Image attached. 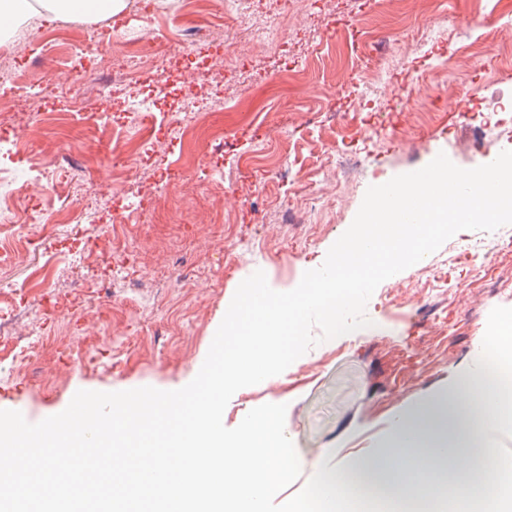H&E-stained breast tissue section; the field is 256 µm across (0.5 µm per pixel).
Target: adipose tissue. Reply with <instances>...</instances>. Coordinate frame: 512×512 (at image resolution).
<instances>
[{
  "mask_svg": "<svg viewBox=\"0 0 512 512\" xmlns=\"http://www.w3.org/2000/svg\"><path fill=\"white\" fill-rule=\"evenodd\" d=\"M126 0H0V38L42 8L54 19L93 23L123 16ZM474 367L462 370L447 388L398 413L393 432L373 458L320 468L307 496L288 512H512V461L487 448L490 432L512 428V396L500 370L512 366V311L498 315L474 351ZM479 457L483 478H459L450 493L439 481L455 473L456 461Z\"/></svg>",
  "mask_w": 512,
  "mask_h": 512,
  "instance_id": "adipose-tissue-1",
  "label": "adipose tissue"
}]
</instances>
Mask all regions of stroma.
I'll use <instances>...</instances> for the list:
<instances>
[{
    "instance_id": "stroma-1",
    "label": "stroma",
    "mask_w": 512,
    "mask_h": 512,
    "mask_svg": "<svg viewBox=\"0 0 512 512\" xmlns=\"http://www.w3.org/2000/svg\"><path fill=\"white\" fill-rule=\"evenodd\" d=\"M127 2L117 30L108 20L43 19L56 55L22 69L30 84L54 78L68 111L30 103L42 121L29 135L0 112V140L17 143L0 151V192L13 196L16 214L0 227V262L15 261L0 280V319L26 346L22 361L0 360V388L20 389L0 409L31 423L62 412L81 389L187 385L238 285L261 270L272 287H292L348 229L369 187L441 153L471 169L512 148V0H323L315 13L295 6L270 44L247 42L239 13L195 0L194 24L221 36L226 68L250 55L277 62L262 79L224 88L227 105L208 110L183 71L209 48L186 45L179 0H155L148 20L139 0ZM147 26L167 70L145 90L159 118L139 128L122 103L99 118L126 145L112 166L87 123L112 80L97 59ZM465 90L478 103H505L498 128L481 130L453 108ZM347 150L364 160L350 184L328 164ZM33 165L48 172L34 196L24 189ZM171 168L183 183L165 185ZM149 183L157 190L141 216L137 190ZM71 208L76 223L37 222ZM105 235L110 253L89 249V238ZM430 258L436 272L412 266L388 281L394 306L369 299L362 340L320 342L275 382L229 401V428L262 404L287 407L303 464L277 502L298 493L316 464L381 450L394 414L446 387L485 325L512 310V259L488 257L475 277L447 247ZM61 301L65 309L46 317V304Z\"/></svg>"
}]
</instances>
